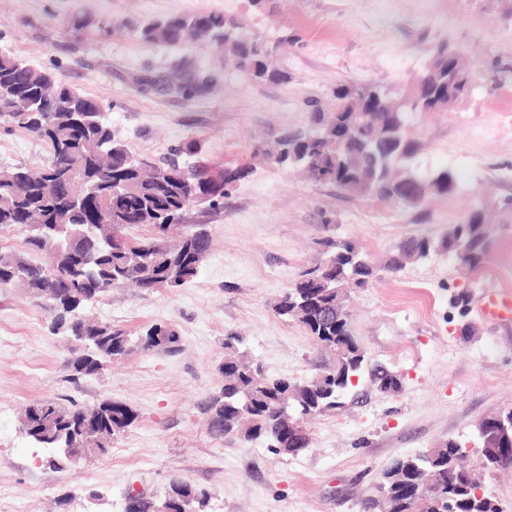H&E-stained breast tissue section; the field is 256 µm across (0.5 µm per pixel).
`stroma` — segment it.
<instances>
[{
    "label": "stroma",
    "instance_id": "35a3bbf8",
    "mask_svg": "<svg viewBox=\"0 0 512 512\" xmlns=\"http://www.w3.org/2000/svg\"><path fill=\"white\" fill-rule=\"evenodd\" d=\"M216 12L274 43L276 82H257L205 43L148 45L131 19ZM86 26L73 34L69 23ZM473 62L469 95L447 112L411 113L406 133L422 149L420 173L445 167L457 190L411 208L350 196L258 157L262 142L309 127L334 106L337 86L400 91L438 45ZM0 53L51 70L99 102L117 138L161 160L189 141L211 170L243 166L219 209L186 211L213 239L196 278L152 293L112 289L86 315L139 335L173 327L176 353L136 351L94 378L75 379L67 337L15 285L0 284V512H124L136 489L153 496L178 478L206 489L201 512H362L397 458L453 440L478 445L488 414L512 409V323L479 314L483 289L512 292V0H0ZM205 81L187 94L149 78ZM45 144L0 131V167L42 166ZM475 208L491 217L483 266L461 274L443 254L388 271L410 237L436 239ZM353 241L378 270L349 290L350 329L365 361L340 407L308 421L309 448L275 454L264 441L215 440L200 402L219 389L224 338L271 377L305 380L331 363L309 332L274 311L320 256L326 235ZM401 385L385 392L381 373ZM126 404L135 420L108 456L51 469L21 429L37 400Z\"/></svg>",
    "mask_w": 512,
    "mask_h": 512
}]
</instances>
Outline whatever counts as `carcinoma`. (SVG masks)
I'll return each mask as SVG.
<instances>
[{
    "label": "carcinoma",
    "mask_w": 512,
    "mask_h": 512,
    "mask_svg": "<svg viewBox=\"0 0 512 512\" xmlns=\"http://www.w3.org/2000/svg\"><path fill=\"white\" fill-rule=\"evenodd\" d=\"M126 26L149 44L206 42L232 57L236 68L252 80H279L272 64L277 47L245 30L221 13L138 21ZM471 69L446 45L436 47L422 80L391 96L380 86L341 85L334 91L336 108L318 112L314 125L286 133L269 144L268 154L285 168L360 196L400 201L419 207L431 197L455 193L453 171L439 168L421 175L415 166L420 145L406 134L411 112H446L471 90ZM101 106L60 76L15 56L0 54V124L21 129L43 141L48 159L38 171L25 166L0 167V230L21 227L27 252L0 250V284L15 283L41 296L60 288L72 291L62 303L45 302L55 331L79 345L71 349L69 366L76 379L94 378L114 359L135 349L173 353L179 350L175 329L155 324L133 336L109 323L83 316L80 307L132 284L144 292L176 289L193 280L211 247L210 235L169 240L172 226L182 223L188 205L215 208L227 190L242 179L240 168L211 172L176 160L159 163L132 155L101 118ZM95 189L104 218L76 210L72 198ZM488 215L482 208L468 213L440 239L410 238L396 246L387 268L441 251L472 270L484 262L489 248ZM146 227L151 235L137 238L131 230ZM47 254L51 264L28 254ZM375 267L346 240H325V252L312 269L290 286L276 304V313L302 325L321 347L333 354L322 378L303 382L272 378L249 361L238 339L224 341V362L218 371L224 384L202 402L208 434L244 442L264 439L278 454H296L309 447L306 426L299 433L285 428L292 417H307L340 406L353 387L364 354L350 329L347 310L336 312V299L348 288H363ZM87 409L58 399L38 400L25 410L22 426L41 448L70 443ZM112 430L97 443L95 456L109 454L112 440L134 421L120 405ZM465 454L448 440L429 452L405 456L381 473L388 512H439L452 502L455 512H501L494 499L477 494L473 470ZM168 490L204 505L207 490L173 479Z\"/></svg>",
    "instance_id": "obj_1"
}]
</instances>
